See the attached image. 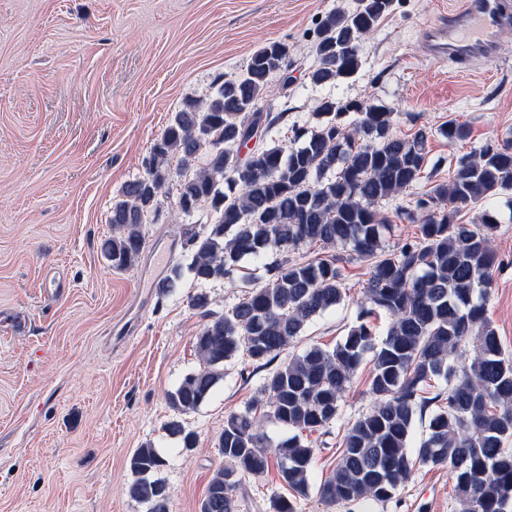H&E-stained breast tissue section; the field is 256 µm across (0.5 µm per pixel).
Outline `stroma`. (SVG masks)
I'll use <instances>...</instances> for the list:
<instances>
[{
	"label": "stroma",
	"mask_w": 512,
	"mask_h": 512,
	"mask_svg": "<svg viewBox=\"0 0 512 512\" xmlns=\"http://www.w3.org/2000/svg\"><path fill=\"white\" fill-rule=\"evenodd\" d=\"M351 0H0V512H146L128 492L129 459L153 445L164 459L170 512H199L229 414L258 396L268 369L225 361L224 375L195 410L168 396L197 370L195 336L205 319L191 296L203 292L220 315L264 271L244 262L232 280L204 285L183 277L160 294L159 266L181 262L182 231L210 229V208L175 218V193L149 216L138 265L113 269L102 253L112 204L171 116L214 92L217 75H240L259 47L281 41L292 82L271 77L265 100L284 120L264 138L289 146L291 126L317 127L326 90L308 77L324 17ZM460 0H394L362 41V66L336 97L381 105L398 129H434L430 166L417 186L382 204L383 253L413 237L398 206L432 182L448 181L459 157L486 140L512 141V29L497 59L467 73L428 55L421 30ZM468 123L455 144L439 135L448 118ZM499 265L485 296L487 315L512 354V194L493 199ZM372 264H342L347 297L315 318L280 361L334 345L355 325L357 298ZM362 361L333 425L311 439L316 462L298 512H455L456 478L421 466L383 503L328 506L317 493L336 462L345 429L373 403ZM177 422L193 447L170 434Z\"/></svg>",
	"instance_id": "stroma-1"
}]
</instances>
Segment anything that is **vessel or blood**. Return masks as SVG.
<instances>
[{"label":"vessel or blood","mask_w":512,"mask_h":512,"mask_svg":"<svg viewBox=\"0 0 512 512\" xmlns=\"http://www.w3.org/2000/svg\"><path fill=\"white\" fill-rule=\"evenodd\" d=\"M512 27V0H463L421 32L429 54L460 70L496 58L498 35Z\"/></svg>","instance_id":"obj_1"}]
</instances>
